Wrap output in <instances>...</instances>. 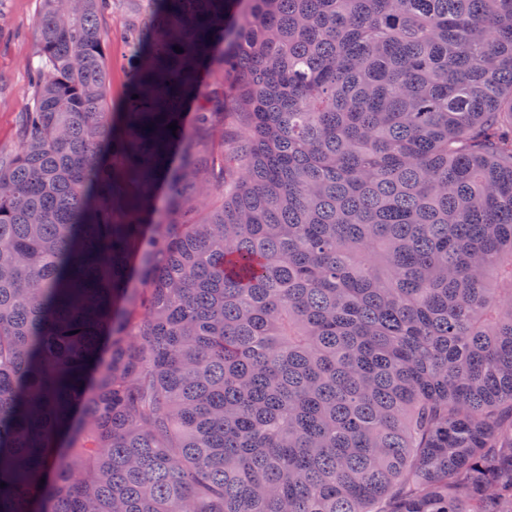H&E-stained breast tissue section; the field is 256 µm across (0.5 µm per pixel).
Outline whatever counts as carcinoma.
Masks as SVG:
<instances>
[{"label": "carcinoma", "instance_id": "carcinoma-1", "mask_svg": "<svg viewBox=\"0 0 512 512\" xmlns=\"http://www.w3.org/2000/svg\"><path fill=\"white\" fill-rule=\"evenodd\" d=\"M79 2L0 154V512H512V0H152L118 105Z\"/></svg>", "mask_w": 512, "mask_h": 512}]
</instances>
